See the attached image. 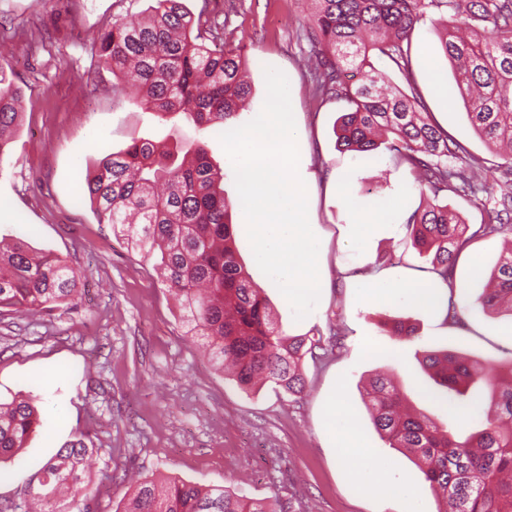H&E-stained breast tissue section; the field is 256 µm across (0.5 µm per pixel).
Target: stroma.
Segmentation results:
<instances>
[{"label":"stroma","instance_id":"stroma-1","mask_svg":"<svg viewBox=\"0 0 512 512\" xmlns=\"http://www.w3.org/2000/svg\"><path fill=\"white\" fill-rule=\"evenodd\" d=\"M183 3L194 14H219L225 41L243 55L252 104L240 123L263 107L265 67L288 78L302 148L299 174L309 184L310 221L324 245L329 282L305 321L295 320L256 264L242 228L234 171L219 142L224 126L196 136L224 170L238 255L283 330L309 336L335 332L342 346L322 361H305V390L299 395L272 383L245 392L225 379L204 346L184 335L178 304L160 283L153 260L129 250L109 225L99 223L87 192L93 163L124 149L133 137L191 134L181 120L162 121L147 112L122 80L99 65L98 32L143 15L149 0H0V71L23 96L21 123L0 164V204L10 209L0 216V238L57 255L81 275L73 307L33 316L0 311V398L33 396L44 420L16 457L0 460V506L24 512L29 482L81 433L96 453L87 493L77 496L75 512L85 507L118 512L135 477H176L241 490L255 499L275 497L287 512H408L413 503L419 512H438L440 503L419 470L375 431L360 384L375 371H390L418 411L447 421V409L429 393L423 348L453 349L500 364L512 355V337L497 330L512 324V317L482 314L467 329L452 332L414 306L361 302L343 268L362 276L391 270L416 274L426 259L405 234H383L370 241L367 264L358 265L345 247L356 214L337 195L334 177L347 174V192L362 199L401 198L408 213L420 201L413 174L382 147L373 151L372 166L362 164L361 154L337 150L333 126L345 104L313 93L306 65L311 47L299 36L304 0ZM412 72L436 121L468 148L488 180H496L499 159L466 117L431 20L415 30ZM438 82L448 89L447 101L435 94ZM471 249L481 266L472 270L468 256H461L452 289L455 300L467 303L481 294L501 255L512 249V234L481 237ZM398 317L416 326L415 340L398 344L388 335L385 322ZM370 343L395 344L400 353L370 354ZM334 400L355 411L370 463L390 462V487L365 494L352 481V462L340 456L323 426ZM402 482L411 497L393 492V484Z\"/></svg>","mask_w":512,"mask_h":512}]
</instances>
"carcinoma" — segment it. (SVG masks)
I'll use <instances>...</instances> for the list:
<instances>
[{
  "mask_svg": "<svg viewBox=\"0 0 512 512\" xmlns=\"http://www.w3.org/2000/svg\"><path fill=\"white\" fill-rule=\"evenodd\" d=\"M304 35L314 60V94L348 105L334 132L342 152H368L382 145L415 176L423 204L404 225L413 244L432 254L427 272L445 283L455 279L462 253L478 238L512 233V0H304ZM432 16L441 50L475 132L502 150L497 165L500 196L493 195L480 164L440 126L411 82L412 36ZM224 41V24L191 15L181 0H153L142 19L118 20L97 39L99 63L131 81L144 107L160 118L177 116L202 132L234 122L252 94L238 48H210ZM383 58L380 70L372 58ZM400 75L403 90L394 81ZM21 92L0 72V164L21 117ZM224 172L198 141L173 146L135 138L121 152L101 159L87 180L99 223L145 258L160 253L163 284L181 301L184 334L204 341L235 385L250 389L271 382L290 393L304 387L301 363L317 358L322 337L291 336L271 315L268 301L235 248L232 203L224 196ZM451 192L485 196L487 220L471 228L439 202ZM78 274L58 256L16 241L0 249V308L25 311L69 306ZM484 313L512 316V251L501 256L489 283L475 299ZM468 308L448 303L445 321L467 326ZM390 335L416 337L406 318L392 320ZM422 365L434 382L432 395L465 410L489 388L480 429L458 434L428 416L403 408L391 376L377 374L364 403L384 443L413 458L443 512H512V357L506 373L454 351L423 350ZM42 425L35 398L0 401V458L12 457ZM93 454L84 439L69 441L42 468L32 500L59 512L50 494L81 490ZM124 512H283L278 499L179 479L139 483Z\"/></svg>",
  "mask_w": 512,
  "mask_h": 512,
  "instance_id": "cac0c4a2",
  "label": "carcinoma"
}]
</instances>
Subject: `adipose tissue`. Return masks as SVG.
Segmentation results:
<instances>
[{"mask_svg":"<svg viewBox=\"0 0 512 512\" xmlns=\"http://www.w3.org/2000/svg\"><path fill=\"white\" fill-rule=\"evenodd\" d=\"M346 204L356 211L358 220L349 227V240L357 259H365L367 246L372 238L400 230L396 216L401 208L398 198H380L369 201L346 196ZM355 286L360 298L369 304H404L422 308L428 315L439 317L446 311L447 286L439 278L392 271L358 279ZM324 427L339 438V448L344 457L354 460L352 480L364 492L384 482L389 470L388 463H380L374 469L363 466L365 455L356 416L345 404L329 405Z\"/></svg>","mask_w":512,"mask_h":512,"instance_id":"ef3b65f1","label":"adipose tissue"}]
</instances>
